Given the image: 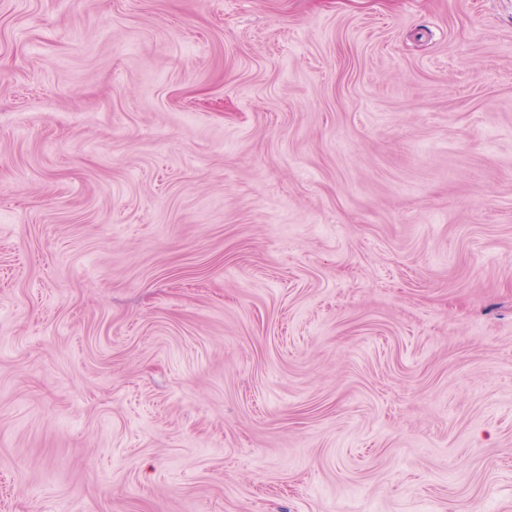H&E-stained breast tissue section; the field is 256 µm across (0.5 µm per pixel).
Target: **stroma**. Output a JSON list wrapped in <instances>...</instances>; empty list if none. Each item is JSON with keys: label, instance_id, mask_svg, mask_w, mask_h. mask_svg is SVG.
<instances>
[{"label": "stroma", "instance_id": "stroma-1", "mask_svg": "<svg viewBox=\"0 0 512 512\" xmlns=\"http://www.w3.org/2000/svg\"><path fill=\"white\" fill-rule=\"evenodd\" d=\"M0 512H512V0H0Z\"/></svg>", "mask_w": 512, "mask_h": 512}]
</instances>
